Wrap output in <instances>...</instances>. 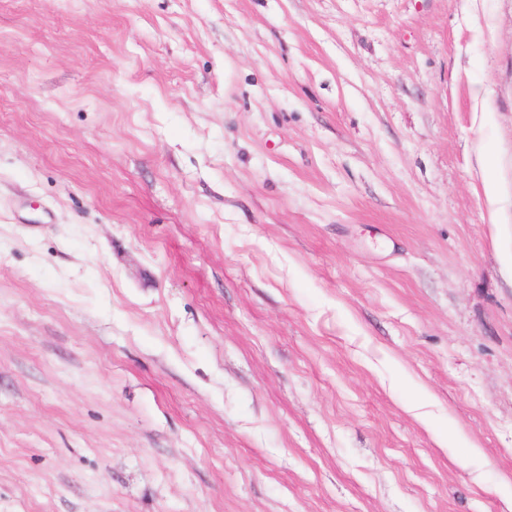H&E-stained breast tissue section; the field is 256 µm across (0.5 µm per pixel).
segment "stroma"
Masks as SVG:
<instances>
[{
	"label": "stroma",
	"instance_id": "obj_1",
	"mask_svg": "<svg viewBox=\"0 0 512 512\" xmlns=\"http://www.w3.org/2000/svg\"><path fill=\"white\" fill-rule=\"evenodd\" d=\"M0 512H512V0H0Z\"/></svg>",
	"mask_w": 512,
	"mask_h": 512
}]
</instances>
